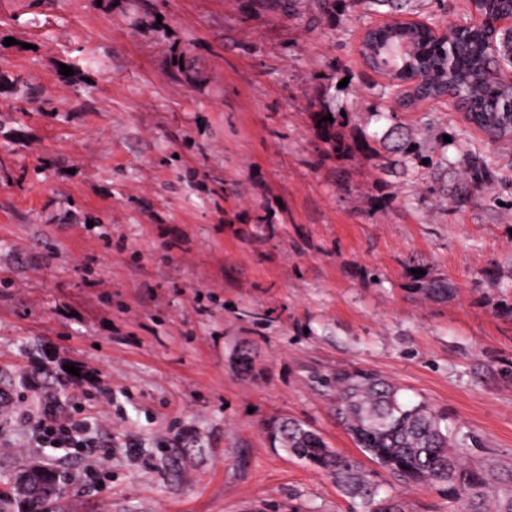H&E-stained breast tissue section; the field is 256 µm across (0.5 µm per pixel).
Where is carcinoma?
I'll list each match as a JSON object with an SVG mask.
<instances>
[{
	"label": "carcinoma",
	"mask_w": 512,
	"mask_h": 512,
	"mask_svg": "<svg viewBox=\"0 0 512 512\" xmlns=\"http://www.w3.org/2000/svg\"><path fill=\"white\" fill-rule=\"evenodd\" d=\"M282 11L300 14L303 0H280ZM422 0H309L305 3L321 14H335L337 7L359 6L368 14L385 6L387 15L407 16L421 12ZM461 51L455 66L460 78L458 89L475 97L476 114L464 115L466 122L482 132L490 141L512 139V91L485 79L494 66V58L484 52L482 35L467 27L451 32ZM412 43L419 65L437 70L448 58V44L434 41L423 28L396 33L388 44L375 52L369 39L361 41V55L371 62V70L384 76L400 72V90L383 85L393 95V108L373 113L375 120L391 121L381 137L373 141L385 143L396 137L393 149L401 156L403 166L413 173L428 194L441 191L436 177L437 163L428 149L433 126L422 125L413 135H406L403 126L395 123L400 112H412L424 97L435 98L447 89L434 81L423 89L408 85L409 74L398 43ZM331 116L333 121L320 124L329 152L342 158L356 151H370L366 139H347L341 132L345 117L339 112L317 113V118ZM429 163L424 164L422 160ZM460 182L451 195L452 208L465 207L491 184L502 180L496 157L475 148L458 161ZM410 293L436 301H446L457 293L455 284L444 277L429 274L410 276ZM313 385L333 395L336 419L358 451L383 471L407 485H426L460 505V512H512V465L488 455L478 460L472 451L448 427V411L426 400L406 401L402 388L379 373L367 368L336 372H317L311 376ZM273 447L283 448L298 461L321 470L332 477L336 487L363 512H407L405 501L397 496L381 495L378 484L366 473L361 459L330 448L322 436L309 425L292 418H275L266 424ZM42 471L31 469L15 479L16 498L0 496V512H44V505L60 498L68 477L50 472L42 480Z\"/></svg>",
	"instance_id": "cac0c4a2"
}]
</instances>
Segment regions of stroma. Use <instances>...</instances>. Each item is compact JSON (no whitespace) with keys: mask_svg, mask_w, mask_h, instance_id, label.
Returning a JSON list of instances; mask_svg holds the SVG:
<instances>
[{"mask_svg":"<svg viewBox=\"0 0 512 512\" xmlns=\"http://www.w3.org/2000/svg\"><path fill=\"white\" fill-rule=\"evenodd\" d=\"M368 23L278 0H0V492L80 466L22 418L69 379L111 459L49 512H348L264 432L293 418L354 454L317 370L377 371L512 461V141L493 147L504 181L460 212L392 150L326 158L316 112L358 137L391 105L359 54ZM430 119L449 134L434 155L483 139L448 105ZM419 264L456 296L411 294ZM367 470L409 512L454 508Z\"/></svg>","mask_w":512,"mask_h":512,"instance_id":"1","label":"stroma"}]
</instances>
